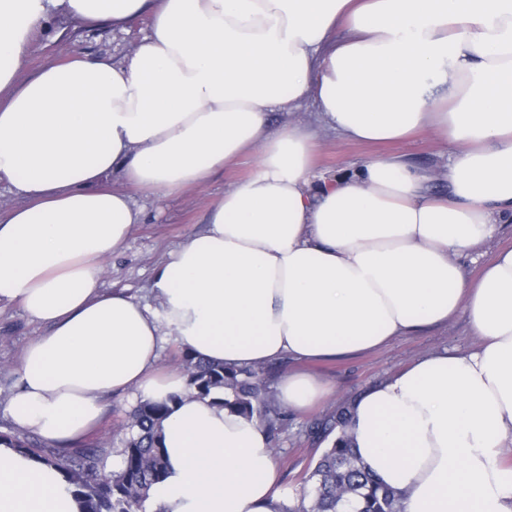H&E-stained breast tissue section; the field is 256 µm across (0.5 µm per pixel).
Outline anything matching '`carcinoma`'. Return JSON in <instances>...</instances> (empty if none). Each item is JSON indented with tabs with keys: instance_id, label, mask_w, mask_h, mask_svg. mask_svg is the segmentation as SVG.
<instances>
[{
	"instance_id": "obj_1",
	"label": "carcinoma",
	"mask_w": 512,
	"mask_h": 512,
	"mask_svg": "<svg viewBox=\"0 0 512 512\" xmlns=\"http://www.w3.org/2000/svg\"><path fill=\"white\" fill-rule=\"evenodd\" d=\"M184 368L189 386L200 398L219 394L218 403L229 405L256 419L270 433L282 421L278 402L263 371L252 366L227 367L198 359L186 352ZM164 403L141 402L127 419L128 436L117 453L122 457L119 470L106 472L103 448H80L66 458L41 448H31L19 437L0 434V442L30 451L48 465L57 467L65 481L81 499L82 512H146V503L165 476L162 420ZM349 405L316 423L318 432L336 433L308 476V497L301 498L292 512H341L345 504L357 502L358 512H402L403 492L385 486L367 471L356 456L344 430Z\"/></svg>"
}]
</instances>
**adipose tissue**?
Wrapping results in <instances>:
<instances>
[{"label": "adipose tissue", "instance_id": "ef3b65f1", "mask_svg": "<svg viewBox=\"0 0 512 512\" xmlns=\"http://www.w3.org/2000/svg\"><path fill=\"white\" fill-rule=\"evenodd\" d=\"M149 14L119 61L76 55L21 74L56 15ZM366 144L421 130L455 145L434 171L370 156L317 172L295 115ZM291 114L270 132L269 115ZM255 167L153 273L155 305L102 286L142 223L130 191L175 196L241 156ZM121 187H114V180ZM0 307L45 331L25 347L14 424L48 443L102 398L164 402L166 477L147 512H292L256 420L157 368L164 337L229 366L367 351L466 312L478 336L368 389L347 433L403 512H512V247L476 282L463 254L512 222V0H0ZM444 183L430 193L428 185ZM283 407L333 389L290 372ZM0 512H80L52 466L0 442Z\"/></svg>", "mask_w": 512, "mask_h": 512}]
</instances>
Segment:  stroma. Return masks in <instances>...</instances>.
<instances>
[{
  "label": "stroma",
  "instance_id": "1",
  "mask_svg": "<svg viewBox=\"0 0 512 512\" xmlns=\"http://www.w3.org/2000/svg\"><path fill=\"white\" fill-rule=\"evenodd\" d=\"M148 17L129 23L125 30L108 26L87 29L67 19H57L50 30L33 33L27 49L26 73H34L51 62H60L75 53L121 57L147 32ZM301 118L320 142L315 158L318 170L337 172L359 166L374 154L399 155L415 168L434 170L450 160L453 151L433 132H419L412 139L387 145H362L324 128L312 106H305ZM254 166L253 156L232 162L211 175L200 187L180 195L154 199L146 204V220L135 225L127 241L105 262L103 284L124 289L142 302L153 303L150 282L155 267L186 236L201 230L214 201L226 187L247 176ZM40 325L32 323L17 307L0 310V432L17 435L9 415L10 400L19 380L18 366L25 346L40 335ZM477 342L466 312H459L448 323L423 327L396 337L375 349L333 358L297 361L283 358L266 364L272 378L287 372H305L329 383L334 393L326 401L302 414L289 413L286 424L273 441L282 482L294 493H301L305 479L322 454V438L314 434L315 421L336 412L345 402L360 395L407 366L415 357L432 351L466 350ZM132 402L123 395L107 399L106 412L98 426L80 444L120 448L123 425Z\"/></svg>",
  "mask_w": 512,
  "mask_h": 512
}]
</instances>
